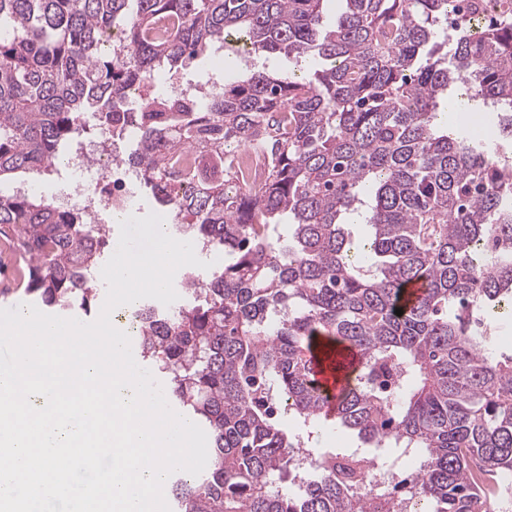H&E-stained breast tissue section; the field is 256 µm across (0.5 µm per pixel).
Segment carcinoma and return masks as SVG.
I'll return each instance as SVG.
<instances>
[{
  "mask_svg": "<svg viewBox=\"0 0 512 512\" xmlns=\"http://www.w3.org/2000/svg\"><path fill=\"white\" fill-rule=\"evenodd\" d=\"M324 2L0 0V179L50 174L88 117L112 124L155 71L218 43L319 59L300 76L254 68L196 108L154 94L132 116L141 185L201 250L236 256L182 278L187 304L133 311L141 357L209 444L199 475L172 474L173 512H395L391 482L365 476L409 451L424 458L405 487L421 512H486V482L512 472V353L494 339L512 325V160L437 117L458 81L512 112V0L452 32L456 0H343L333 22ZM115 31L122 58L105 46ZM250 144L270 157L256 185L232 165ZM181 150L198 162L169 171ZM0 235L29 259L15 292L90 311L105 228L0 194ZM312 345L338 373L360 354L333 417L310 383ZM327 421L360 446L324 450L289 489Z\"/></svg>",
  "mask_w": 512,
  "mask_h": 512,
  "instance_id": "obj_1",
  "label": "carcinoma"
}]
</instances>
